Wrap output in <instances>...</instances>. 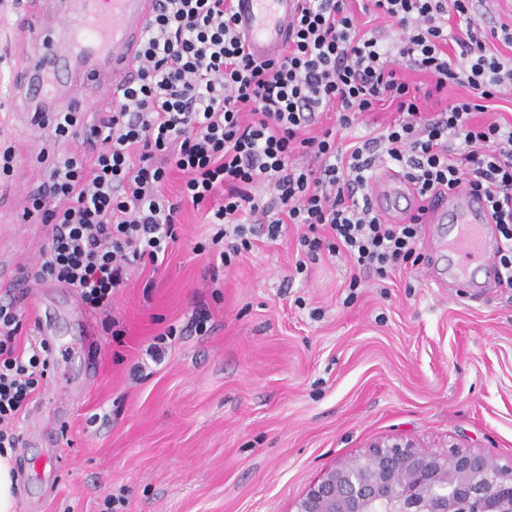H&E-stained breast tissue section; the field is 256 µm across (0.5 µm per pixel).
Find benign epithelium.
Returning <instances> with one entry per match:
<instances>
[{"label":"benign epithelium","mask_w":512,"mask_h":512,"mask_svg":"<svg viewBox=\"0 0 512 512\" xmlns=\"http://www.w3.org/2000/svg\"><path fill=\"white\" fill-rule=\"evenodd\" d=\"M292 512H512V460L388 438L325 471Z\"/></svg>","instance_id":"7a95c632"}]
</instances>
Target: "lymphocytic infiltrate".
Here are the masks:
<instances>
[{
	"label": "lymphocytic infiltrate",
	"mask_w": 512,
	"mask_h": 512,
	"mask_svg": "<svg viewBox=\"0 0 512 512\" xmlns=\"http://www.w3.org/2000/svg\"><path fill=\"white\" fill-rule=\"evenodd\" d=\"M231 2L155 0L136 77L109 111L90 125L70 110L37 118L39 128L90 150L55 159L30 195L50 234L24 280L76 289L88 309L110 313L128 271L158 265L180 238V202L164 193L176 169L183 200H220L216 232L194 247L211 255L212 269L251 251L254 235L274 241L293 225L304 254L296 272L341 254L354 290L361 272L383 279L420 258L423 213L393 223L370 201L371 172L391 163L420 198L464 184L485 196L502 242L501 283L512 288V127L472 120L512 88V59L488 47L495 38L511 44L512 29L484 30L472 0H370L393 28L383 44L363 33L351 0H302L281 53L259 60ZM452 15L463 27L449 30ZM451 43L458 54H448ZM408 70L429 77L426 91L410 86ZM452 83L470 95L427 115L421 96ZM386 104L394 123L342 152L337 129ZM324 112L335 113V128L313 133ZM301 156L310 164H298ZM22 327L17 301L0 299V451L18 447L15 425L50 369L44 341L18 347Z\"/></svg>",
	"instance_id": "lymphocytic-infiltrate-1"
}]
</instances>
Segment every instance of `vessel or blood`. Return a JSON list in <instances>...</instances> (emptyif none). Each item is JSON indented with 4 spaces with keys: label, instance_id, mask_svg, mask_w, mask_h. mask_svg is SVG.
<instances>
[{
    "label": "vessel or blood",
    "instance_id": "1",
    "mask_svg": "<svg viewBox=\"0 0 512 512\" xmlns=\"http://www.w3.org/2000/svg\"><path fill=\"white\" fill-rule=\"evenodd\" d=\"M153 5L154 0H48L44 14L53 24L42 29L36 58L16 74L35 111L77 109L81 89L107 102L117 97L135 75ZM299 7L300 0H235V26L255 58L280 53ZM371 201L383 213L422 207L429 223L447 225L449 287H476L475 270L494 271L500 240L483 196L456 189L422 201L401 176L387 172L375 181Z\"/></svg>",
    "mask_w": 512,
    "mask_h": 512
}]
</instances>
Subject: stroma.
Listing matches in <instances>:
<instances>
[{"label":"stroma","instance_id":"35a3bbf8","mask_svg":"<svg viewBox=\"0 0 512 512\" xmlns=\"http://www.w3.org/2000/svg\"><path fill=\"white\" fill-rule=\"evenodd\" d=\"M34 0L0 7V258L36 260L45 230L23 218L51 161L74 150L29 122L15 74L34 57L17 32ZM209 204L184 203L180 240L159 269L133 271L112 300L113 339L94 317L97 371H86L74 289L15 281L20 303L42 298L54 320V366L36 391L43 419L19 420V512H290L318 476L388 437L434 449L455 441L512 457V289L459 295L426 283L448 267L422 258L349 292L344 256L296 273L297 231L256 240L211 281L195 243L213 232ZM212 330L176 337L165 361L133 379L146 346L198 308Z\"/></svg>","mask_w":512,"mask_h":512}]
</instances>
